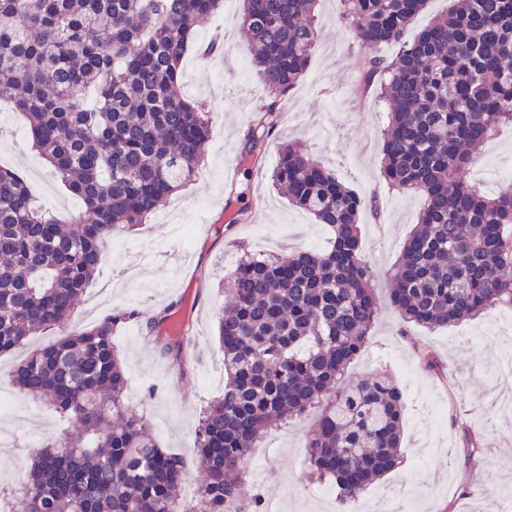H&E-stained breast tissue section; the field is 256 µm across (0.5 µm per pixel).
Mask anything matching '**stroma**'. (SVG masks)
<instances>
[{"label":"stroma","instance_id":"obj_1","mask_svg":"<svg viewBox=\"0 0 512 512\" xmlns=\"http://www.w3.org/2000/svg\"><path fill=\"white\" fill-rule=\"evenodd\" d=\"M343 9L341 0H319L315 21L321 37L306 76L278 100L256 77L249 55L205 51L216 31L238 37L242 0H224L217 16L192 37L179 91L203 102L209 113L202 169L146 224L124 233V248L106 255L70 324L37 333L22 349L0 355V390L14 395L23 413L18 419L0 408V488L18 485L26 456L65 429L51 408L18 394L13 371L26 353L109 315L134 310L145 318L168 306L188 321L184 369L136 323L118 328L113 342L128 379L129 410L150 422L160 448L183 459V493H193L199 412L224 391V352L216 330L227 299L224 274L239 246L284 255L330 244L326 226L271 186L280 145L298 141L370 203L359 229L362 250L376 271L373 288L381 311L346 376L388 375L407 406L401 467L338 512H485V491L512 490V412L496 405L493 391L502 372L512 369V344L485 335L495 323L512 329V307L430 331L403 325L390 306L391 267L418 220L422 199L398 193L385 181L381 132L389 105L363 73V51L343 23ZM272 102L278 122L260 145H252L249 133L258 112ZM477 154L468 179L482 193L495 194L502 174L512 172V126L499 129ZM0 164L31 175L34 194L60 219L79 210V200L31 149L22 116L6 103L0 104ZM424 350L437 359L438 371L425 368ZM316 420L311 412L271 429L253 451L262 468L252 471L251 481L264 498L278 499L282 512H316L314 496L323 485L311 479L304 450ZM468 426L486 439L488 453L466 445Z\"/></svg>","mask_w":512,"mask_h":512}]
</instances>
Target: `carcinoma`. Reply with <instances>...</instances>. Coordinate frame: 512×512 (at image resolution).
<instances>
[{"instance_id": "obj_1", "label": "carcinoma", "mask_w": 512, "mask_h": 512, "mask_svg": "<svg viewBox=\"0 0 512 512\" xmlns=\"http://www.w3.org/2000/svg\"><path fill=\"white\" fill-rule=\"evenodd\" d=\"M246 49L284 97L306 74L319 38L316 0H243ZM364 49L396 43L384 64L391 102L383 173L423 206L391 278L402 320L439 328L512 306V185L495 196L462 178L476 148L512 124V0H453L448 16L407 39L426 0H343ZM223 0H0V101L24 113L32 147L82 202L67 222L37 205L19 173L0 168V354L70 320L112 238L137 226L198 173L210 127L175 93L192 34ZM270 105L253 144L275 125ZM297 208L332 233L326 251L251 254L226 276L218 319L227 381L203 412L193 503L180 494L182 461L158 447L127 409V378L112 342L134 311L102 319L29 354L14 371L27 396L71 429L41 443L20 486L0 490L8 512H264L243 478L264 434L313 408L310 475L343 503L399 464L405 409L386 375L343 382L378 314L373 270L361 256V199L296 143L271 174ZM162 308L143 323L162 335Z\"/></svg>"}]
</instances>
